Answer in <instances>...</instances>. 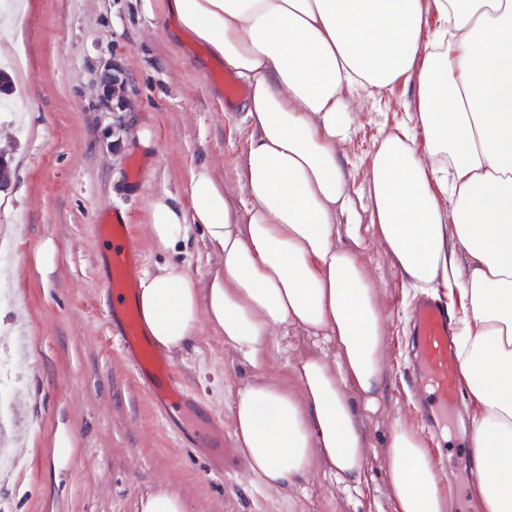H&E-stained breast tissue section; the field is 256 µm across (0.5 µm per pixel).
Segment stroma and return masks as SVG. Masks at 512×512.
<instances>
[{"label": "stroma", "mask_w": 512, "mask_h": 512, "mask_svg": "<svg viewBox=\"0 0 512 512\" xmlns=\"http://www.w3.org/2000/svg\"><path fill=\"white\" fill-rule=\"evenodd\" d=\"M23 25H0V57L21 58L23 126L0 124V147L12 153L7 195H0V419L11 424L0 455V512H138L141 497L160 488L178 493L186 512H394L384 474L385 448L396 423L423 432L431 455L458 488L455 512H481L467 433L471 405L448 417L447 437L427 434L406 356L409 306L417 291L394 267L369 222L367 175L383 134L409 122L414 91L396 83L377 92L346 93L351 135L338 145L352 205L359 216L357 252L387 316L385 378L374 410L358 420L371 450L358 489L311 472L297 485L258 484L234 454L231 403L253 371L209 326L169 360L193 403L224 422V472L215 474L195 449V431L178 414L161 415L138 387L113 340L112 293L98 260L97 219L120 210L141 252V270L169 262L196 278L217 256L201 231L173 251L152 246L144 226L151 201L188 199L193 168L210 164L224 189L240 197L237 167L249 129L243 100L225 103L224 72L205 46L172 40L161 15L144 0H22ZM115 60L126 77L125 112L101 110L98 73ZM151 151L138 145V130ZM144 170L131 183V162ZM56 247L43 274L40 248ZM323 339L283 328L268 342V377L288 362L326 351ZM68 432L65 468L52 466L56 437Z\"/></svg>", "instance_id": "obj_1"}]
</instances>
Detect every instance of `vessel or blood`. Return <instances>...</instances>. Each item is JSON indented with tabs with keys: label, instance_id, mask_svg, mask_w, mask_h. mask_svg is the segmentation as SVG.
<instances>
[{
	"label": "vessel or blood",
	"instance_id": "b4317fda",
	"mask_svg": "<svg viewBox=\"0 0 512 512\" xmlns=\"http://www.w3.org/2000/svg\"><path fill=\"white\" fill-rule=\"evenodd\" d=\"M98 232L112 243L107 263L108 286L116 300L111 318L119 323L116 340L138 386L158 408L185 411L193 419L197 447L208 449L212 457L223 458V422L211 417L198 418L186 401L180 376L144 334L134 299L139 249L128 224L117 213L112 222L99 224ZM408 348L412 368L425 388L424 403L430 404L437 415L447 414L459 400L461 379L453 320L447 303L440 297L422 295L415 300Z\"/></svg>",
	"mask_w": 512,
	"mask_h": 512
}]
</instances>
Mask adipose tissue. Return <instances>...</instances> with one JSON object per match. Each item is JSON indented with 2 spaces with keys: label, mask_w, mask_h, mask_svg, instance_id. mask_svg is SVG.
<instances>
[{
  "label": "adipose tissue",
  "mask_w": 512,
  "mask_h": 512,
  "mask_svg": "<svg viewBox=\"0 0 512 512\" xmlns=\"http://www.w3.org/2000/svg\"><path fill=\"white\" fill-rule=\"evenodd\" d=\"M176 40L246 82L248 148L235 204L207 164L188 204L152 201L147 232L172 250L200 229L218 262L207 277L166 264L143 273V329L173 353L201 324L255 375L231 405L237 449L264 486L319 467L357 485L368 462L357 404L375 407L387 328L356 254L350 186L337 145L350 127L344 92L415 89L427 141L386 133L367 176L370 222L412 287L456 290L457 359L476 408L469 443L486 467L483 512H512V0H163ZM291 327L330 353L300 356L268 379L266 341ZM394 512H448L423 435L398 423L385 450Z\"/></svg>",
  "instance_id": "obj_1"
}]
</instances>
